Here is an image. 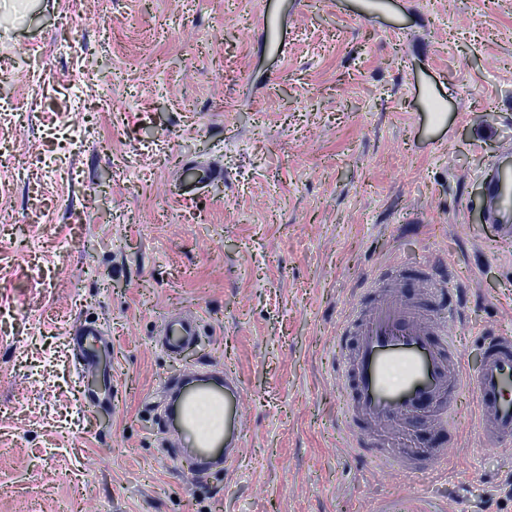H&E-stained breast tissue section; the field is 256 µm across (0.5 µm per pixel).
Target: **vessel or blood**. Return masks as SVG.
Masks as SVG:
<instances>
[{"mask_svg":"<svg viewBox=\"0 0 512 512\" xmlns=\"http://www.w3.org/2000/svg\"><path fill=\"white\" fill-rule=\"evenodd\" d=\"M262 26L270 48L288 51V32L279 11L263 12ZM486 223L491 241L512 245V166L496 168L484 184ZM448 265H393L375 274L361 289L341 331L343 351L335 373L347 392V427L357 448L379 460L391 456L386 427L404 421L410 443L400 450L407 473L434 471L444 465L447 448L457 434L448 426L462 392L477 402L480 433L491 446H512V336L480 337L482 360L469 369L449 342L461 318L457 295L448 286ZM199 319L172 312L159 330L163 348L181 353L201 332ZM84 324L69 336L81 371L96 369L95 355L83 349L84 337L101 334ZM181 411L175 432L198 459H220L233 470L244 434L241 389L232 379L212 384L207 378L177 389ZM208 402L224 416L220 433L201 432L197 406Z\"/></svg>","mask_w":512,"mask_h":512,"instance_id":"b4317fda","label":"vessel or blood"}]
</instances>
